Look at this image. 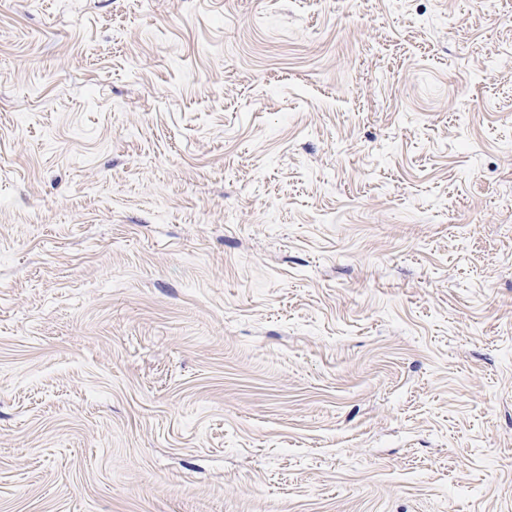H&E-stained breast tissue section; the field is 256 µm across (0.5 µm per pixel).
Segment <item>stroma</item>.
Masks as SVG:
<instances>
[{"instance_id": "obj_1", "label": "stroma", "mask_w": 512, "mask_h": 512, "mask_svg": "<svg viewBox=\"0 0 512 512\" xmlns=\"http://www.w3.org/2000/svg\"><path fill=\"white\" fill-rule=\"evenodd\" d=\"M0 512H512V0H0Z\"/></svg>"}]
</instances>
